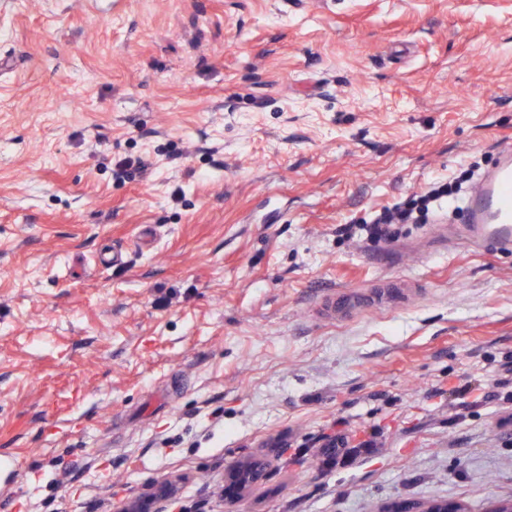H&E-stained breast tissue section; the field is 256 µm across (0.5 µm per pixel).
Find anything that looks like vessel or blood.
Wrapping results in <instances>:
<instances>
[{"label": "vessel or blood", "mask_w": 512, "mask_h": 512, "mask_svg": "<svg viewBox=\"0 0 512 512\" xmlns=\"http://www.w3.org/2000/svg\"><path fill=\"white\" fill-rule=\"evenodd\" d=\"M460 224H442L437 228L439 240L456 238L474 247L492 246L500 251L512 250V144L499 147L498 158L484 170L468 192ZM399 288L388 284L379 288L341 290L326 295L321 310L327 317H340L365 304L386 306L396 303Z\"/></svg>", "instance_id": "1"}]
</instances>
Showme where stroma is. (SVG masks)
<instances>
[{
  "label": "stroma",
  "mask_w": 512,
  "mask_h": 512,
  "mask_svg": "<svg viewBox=\"0 0 512 512\" xmlns=\"http://www.w3.org/2000/svg\"><path fill=\"white\" fill-rule=\"evenodd\" d=\"M509 141L512 0H0V512L512 502V252L336 232ZM403 288L396 284H387L380 288H360L359 290H341L326 295L321 310L327 317H340L364 304L386 306L396 303ZM270 457L268 454L253 455L232 471V477L237 480L242 489L249 490L261 484L268 475ZM178 492V483L170 480L148 488L145 492L126 500L119 512H161L158 504L174 497Z\"/></svg>",
  "instance_id": "stroma-1"
}]
</instances>
